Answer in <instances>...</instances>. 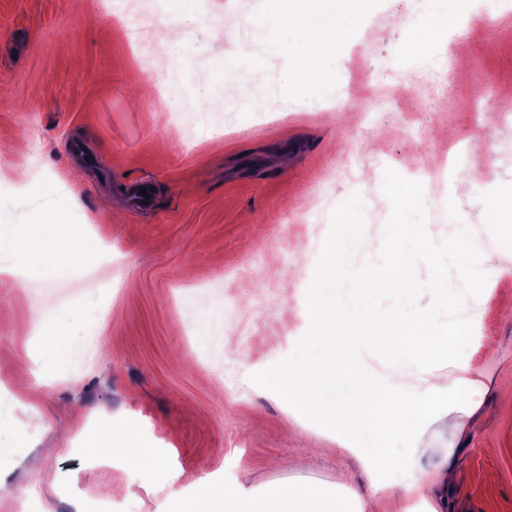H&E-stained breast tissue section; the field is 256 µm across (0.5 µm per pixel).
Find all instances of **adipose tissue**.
Wrapping results in <instances>:
<instances>
[{"instance_id": "ef3b65f1", "label": "adipose tissue", "mask_w": 512, "mask_h": 512, "mask_svg": "<svg viewBox=\"0 0 512 512\" xmlns=\"http://www.w3.org/2000/svg\"><path fill=\"white\" fill-rule=\"evenodd\" d=\"M283 28L294 36L301 72H316L321 55L336 46L346 32L335 15L324 10L321 0H300L293 12L280 14ZM69 239L50 235L45 229L32 232L24 242L0 233V253L14 262L0 267V275L16 274L18 267L48 258L59 251H72ZM346 275L339 258H331L325 280L328 291L317 293L311 318L310 341L320 350L315 362L291 363L280 369L281 392L322 429L337 437L373 432L378 442L357 449L363 476L370 487L400 492L406 499H419L425 512H438L435 502L440 487L454 484L455 469L445 467L427 474L418 470L411 453L392 451V442L412 444L426 422L438 412L471 414L473 393L478 387L469 362L455 366L454 378L431 374L424 389L407 391L376 377L349 375L358 350L383 347L396 358L410 356L430 362L451 358L461 340L469 338V321L460 320L436 328L430 316L415 318L397 313L379 315L370 309L348 311L336 296L334 285ZM131 427H106L95 448L111 454L114 461L151 470L160 486L181 483L186 493L182 512H360L359 494L341 481L330 488L305 480L275 482L261 488L245 486L240 476L225 473L223 479L196 478L174 467L170 454L138 448Z\"/></svg>"}]
</instances>
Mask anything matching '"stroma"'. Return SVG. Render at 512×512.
Instances as JSON below:
<instances>
[{
  "mask_svg": "<svg viewBox=\"0 0 512 512\" xmlns=\"http://www.w3.org/2000/svg\"><path fill=\"white\" fill-rule=\"evenodd\" d=\"M289 0H165L141 23L142 49L97 0H0V232L42 224L85 242L66 272L0 276V512H174L180 485L93 457L91 416L135 423L144 448L172 452L196 476L232 464L250 486L331 485L360 475L358 458L300 414L273 383L297 358L318 359L301 317L333 209L353 194L365 228L358 260L376 258L391 206L385 168L421 182L438 208L429 235L468 231L482 267L506 273L480 307L470 357L481 386L478 429L447 418L420 435L416 463L455 467L440 512H512V223L485 202L512 195V15L501 0H348L347 35L316 75L296 74L277 22ZM452 18L440 49L454 96L439 111L427 70L408 50L414 29ZM224 38L212 41L213 29ZM232 70L247 95L232 130L194 123L192 106L223 92ZM405 74L396 97L382 71ZM387 101L375 124L365 109ZM423 113L421 129L410 115ZM152 206L134 210L133 190ZM65 360L50 363L43 338ZM452 364L394 360L376 347L358 360L420 389Z\"/></svg>",
  "mask_w": 512,
  "mask_h": 512,
  "instance_id": "stroma-1",
  "label": "stroma"
}]
</instances>
